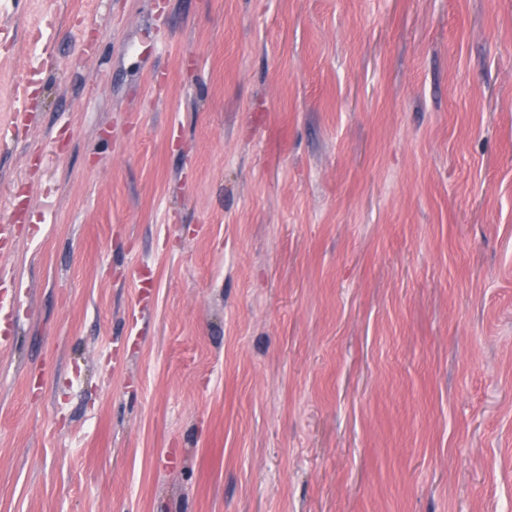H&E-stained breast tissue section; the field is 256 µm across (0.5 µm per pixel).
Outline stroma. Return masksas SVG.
Here are the masks:
<instances>
[{
    "label": "stroma",
    "mask_w": 512,
    "mask_h": 512,
    "mask_svg": "<svg viewBox=\"0 0 512 512\" xmlns=\"http://www.w3.org/2000/svg\"><path fill=\"white\" fill-rule=\"evenodd\" d=\"M0 512H512V0H0Z\"/></svg>",
    "instance_id": "obj_1"
}]
</instances>
